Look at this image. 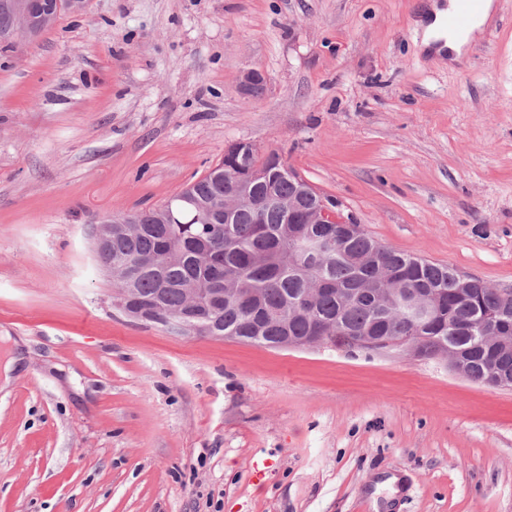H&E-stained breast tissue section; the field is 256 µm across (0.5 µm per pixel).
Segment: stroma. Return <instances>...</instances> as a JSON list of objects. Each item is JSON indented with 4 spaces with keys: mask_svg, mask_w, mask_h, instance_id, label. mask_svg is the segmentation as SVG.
I'll list each match as a JSON object with an SVG mask.
<instances>
[{
    "mask_svg": "<svg viewBox=\"0 0 512 512\" xmlns=\"http://www.w3.org/2000/svg\"><path fill=\"white\" fill-rule=\"evenodd\" d=\"M422 2L87 0L0 51V512H512V387L173 335L95 260L102 217L248 141L378 242L512 289V0L452 65Z\"/></svg>",
    "mask_w": 512,
    "mask_h": 512,
    "instance_id": "stroma-1",
    "label": "stroma"
}]
</instances>
